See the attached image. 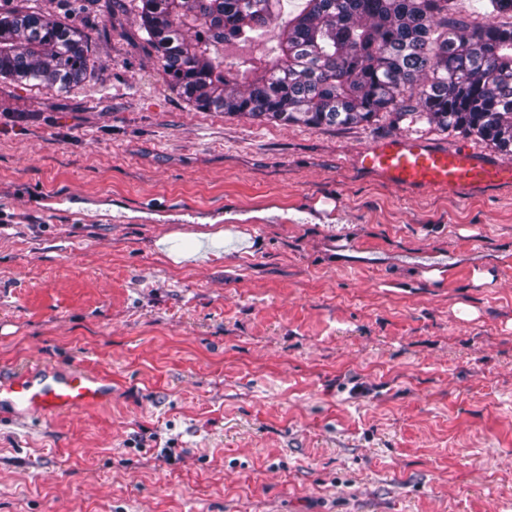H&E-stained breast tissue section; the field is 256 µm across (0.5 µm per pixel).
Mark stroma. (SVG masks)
Listing matches in <instances>:
<instances>
[{"mask_svg":"<svg viewBox=\"0 0 512 512\" xmlns=\"http://www.w3.org/2000/svg\"><path fill=\"white\" fill-rule=\"evenodd\" d=\"M32 4L106 70L0 81V373L112 400L0 413V512H512V191L406 194L356 158L407 125L199 111L133 0ZM112 380L77 366L67 369H24L0 375V408L44 419L104 405L112 397Z\"/></svg>","mask_w":512,"mask_h":512,"instance_id":"obj_1","label":"stroma"}]
</instances>
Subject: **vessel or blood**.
Wrapping results in <instances>:
<instances>
[{
    "mask_svg": "<svg viewBox=\"0 0 512 512\" xmlns=\"http://www.w3.org/2000/svg\"><path fill=\"white\" fill-rule=\"evenodd\" d=\"M364 172L415 192L476 191L512 186V166L479 156L469 146L436 144L420 138H381L358 161ZM112 381L79 367L37 368L0 375V406L44 419L100 406L110 401Z\"/></svg>",
    "mask_w": 512,
    "mask_h": 512,
    "instance_id": "1",
    "label": "vessel or blood"
}]
</instances>
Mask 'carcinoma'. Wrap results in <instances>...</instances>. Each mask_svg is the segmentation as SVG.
I'll return each instance as SVG.
<instances>
[{"label":"carcinoma","mask_w":512,"mask_h":512,"mask_svg":"<svg viewBox=\"0 0 512 512\" xmlns=\"http://www.w3.org/2000/svg\"><path fill=\"white\" fill-rule=\"evenodd\" d=\"M453 0H139V29L196 108L309 128L383 114L475 137L512 156V0L490 21L439 30ZM277 42L224 62V45ZM88 37L35 7L0 11V79L67 90L95 66Z\"/></svg>","instance_id":"carcinoma-1"}]
</instances>
